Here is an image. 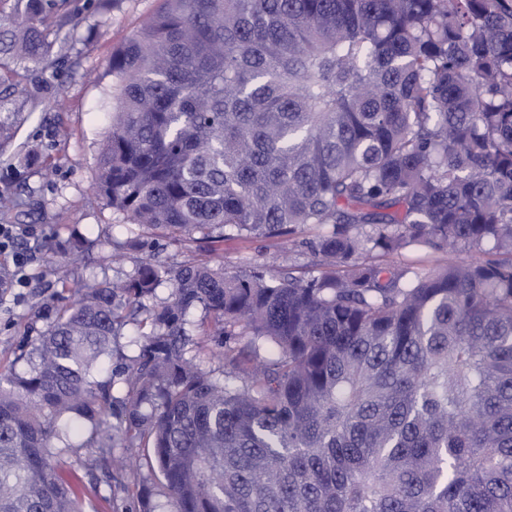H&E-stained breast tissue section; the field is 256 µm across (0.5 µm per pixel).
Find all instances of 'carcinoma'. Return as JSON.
Wrapping results in <instances>:
<instances>
[{
    "mask_svg": "<svg viewBox=\"0 0 512 512\" xmlns=\"http://www.w3.org/2000/svg\"><path fill=\"white\" fill-rule=\"evenodd\" d=\"M59 7L27 0L0 56L47 60ZM109 70L112 210L173 241L323 227L324 270L150 255L81 286L0 372V512H82L59 474L81 430L150 449L167 512H512V0H161ZM13 137L0 116V153ZM369 244L450 257L357 261ZM163 283L118 398L112 341ZM194 334L249 350L219 377Z\"/></svg>",
    "mask_w": 512,
    "mask_h": 512,
    "instance_id": "carcinoma-1",
    "label": "carcinoma"
}]
</instances>
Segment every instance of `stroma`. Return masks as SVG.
I'll return each mask as SVG.
<instances>
[{
	"mask_svg": "<svg viewBox=\"0 0 512 512\" xmlns=\"http://www.w3.org/2000/svg\"><path fill=\"white\" fill-rule=\"evenodd\" d=\"M158 6V0H68L73 20L55 34L56 42L64 46L65 59L53 57L26 69L0 61V77L10 78L15 85L13 95L0 102V112L18 115L13 145L0 153V191L30 199L23 209L8 212L0 208V224L20 227L17 247L33 251L26 286L0 291V371L26 369L20 358L25 345L35 342L54 314L56 302L46 282L59 258L47 244L58 236L75 232L91 242L70 267V282L75 287L94 280L129 278L143 255L142 245L149 242L170 268L187 263L221 265L230 273L255 267L291 268L299 276L320 270L319 259L309 246L316 230H303L295 245L286 248L271 238L230 234L212 238L197 233L178 242L156 240L145 227L128 223L93 193L99 151L112 113L109 59L113 49ZM45 79L63 88L59 99L30 97V87ZM28 151L33 152V160L19 166L18 155ZM169 294L164 285L144 299L141 311L114 339L113 362L138 354L150 330V310ZM113 454L139 459L140 469L109 477L89 470L84 465L89 455L85 448L71 449L59 467L64 480L81 488L88 512H103L108 505L114 512H124L138 486L153 491V504L164 507L165 500L158 494L161 477L149 461L148 450L121 447Z\"/></svg>",
	"mask_w": 512,
	"mask_h": 512,
	"instance_id": "stroma-1",
	"label": "stroma"
}]
</instances>
